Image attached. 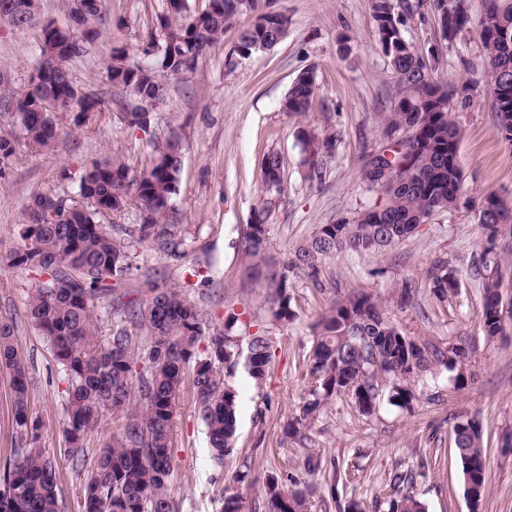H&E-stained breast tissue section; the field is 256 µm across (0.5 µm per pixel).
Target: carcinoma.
Returning <instances> with one entry per match:
<instances>
[{"instance_id":"1","label":"carcinoma","mask_w":512,"mask_h":512,"mask_svg":"<svg viewBox=\"0 0 512 512\" xmlns=\"http://www.w3.org/2000/svg\"><path fill=\"white\" fill-rule=\"evenodd\" d=\"M105 0H85L80 14H70L63 26L41 28V52L53 63L36 69L39 88L27 86L12 93L23 145L31 151L53 148L57 115L46 102L77 112L83 121L102 109L101 97L89 98L69 74L70 61L85 52L99 36ZM376 44L388 60L399 95L381 123L388 138L406 129L407 137L389 148L393 160L370 155L363 172L371 188L383 189L387 203L360 213L352 221L321 224L314 234L287 254L267 275L266 303L273 320H295L290 288L313 277L322 262L343 252L381 253L396 245L435 212L471 206L476 217H486L484 228L495 237L502 224H512V207L493 194L477 201L462 199V172L457 150L460 129L450 120L453 102L470 101L472 82L448 88L429 73L403 33V22L389 0H373ZM444 38L453 40L468 23L465 0L447 9L437 0ZM253 20L242 28L230 56L247 60L274 48L287 35L291 18L272 8L270 0H207L205 8L189 15L188 0H166L158 17L159 35L141 50L146 60L132 62L126 51L115 49L106 65V78L135 98L138 106L125 109L130 128L144 130L150 108L165 97V76H177L197 67L223 38L224 29L242 15ZM512 32V0H487L479 21L484 66L507 72L509 85L492 100L496 126L512 145V43L504 45L501 30ZM317 90L316 74L301 73L293 81L281 110L302 114L309 110ZM309 172L319 173L323 158L336 146V133L298 131ZM17 140L0 135V164L15 155ZM180 140L168 139L155 158L133 172L119 157L95 161L85 168L73 194L36 192L24 209L18 235L23 245L10 257L12 265L37 275L27 317L49 346L67 380L64 453L84 473L83 512H176L170 494L172 428L187 369L208 439L211 459L221 467L233 453L237 432L239 392L231 384L238 369L254 383L263 382L272 365L266 336H241L243 320L228 314L221 328L213 326L195 302L166 284L155 269L144 274L141 303L126 301L118 291L134 267L142 248L159 258L180 262L193 249L194 235L182 224H164L171 197L180 180ZM391 168L386 179L381 171ZM264 182L281 188L282 161L276 152L263 160ZM135 203L139 224H103L101 218L123 213ZM267 214L255 212L247 225V254L262 262L269 243ZM478 274L483 288L484 336L503 334L504 305L501 262L493 250L480 257ZM430 288L440 300L458 287L444 264L429 271ZM112 303V330L104 336L96 315L97 304ZM466 351L457 346L442 351L403 334L385 315L378 300L352 295L333 303L320 322L308 353L307 366L316 378L299 414L284 427L297 437L308 429L332 398L351 396L360 413L369 415L379 402L377 379L391 383L389 401L410 407L412 382L422 373L444 366L456 371V382L467 381ZM0 368L10 372V401L16 446L0 462V512H60L55 456L41 444V420L30 409L28 364L20 354L12 318L0 316ZM122 424L103 447H86L90 434L106 417ZM465 492L477 506L487 484L486 454L479 427L461 422L454 428ZM264 512H305L306 494L288 489L274 475L263 483ZM221 512H244L243 497L233 485H222ZM389 512H425L423 503L405 495L389 504Z\"/></svg>"}]
</instances>
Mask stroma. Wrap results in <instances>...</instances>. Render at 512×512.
Returning <instances> with one entry per match:
<instances>
[{
  "instance_id": "stroma-1",
  "label": "stroma",
  "mask_w": 512,
  "mask_h": 512,
  "mask_svg": "<svg viewBox=\"0 0 512 512\" xmlns=\"http://www.w3.org/2000/svg\"><path fill=\"white\" fill-rule=\"evenodd\" d=\"M165 0H108L100 35L70 65L73 81L98 90L111 110L91 113L83 126L61 113L52 150L37 154L18 147L0 171V312L18 323L15 332L31 382V406L42 423L43 447L57 451L62 512H81L83 476L60 455L63 446L67 384L50 351L27 319L31 272L15 267L9 256L19 248L17 226L28 198L46 189L73 192L86 166L119 151L140 169L171 135L182 143L180 182L170 201V220L196 235V250L173 263L152 256L149 266L165 270L170 282L223 324L235 312L253 330L269 336L274 366L262 384L244 376L240 394L236 449L223 467L211 461L203 423L191 388H184L173 427L171 494L177 512H220L218 475L244 469L238 486L248 512H263L259 494L268 474L285 487L307 492L308 512H343L352 501L363 512H387L391 499L413 493L426 512H474L465 493L454 448L458 422H479L488 468L487 493L475 512H512V324L504 335L482 332L483 291L474 265L485 233L473 209L461 207L431 216L414 234L385 254L346 253L326 260L315 278L297 282L290 293L297 318L281 325L263 304L266 282L251 268L243 231L256 210L268 211V262H276L310 237L321 224L354 219L383 206L387 196L367 190L361 179L364 156L387 148L380 116L390 111L398 92L387 58L378 48L372 0H275L292 24L273 49L231 61L230 51L249 16L224 31V39L196 69L165 80L164 100L150 111L147 130L132 129L117 118L126 92L107 82L113 49L132 60L154 33ZM404 21V34L432 75L448 84L473 78L469 104L454 106L451 120L462 137L458 160L463 192L493 193L512 204V145L502 140L491 112V98L480 81L483 49L477 22L485 0H467L470 23L455 41L441 35L436 0H391ZM75 0H39L36 24L0 22V74L13 88L28 85L41 62V27L68 21ZM315 69L317 96L305 115L281 111L294 79ZM336 130L339 140L324 161L320 179L310 178L297 140L300 129ZM280 154L281 194L263 190L262 161ZM447 262L458 281L455 294L439 301L426 271ZM412 280V299L398 304L403 280ZM378 298L387 316L406 335L439 348L455 344L469 353L467 384L454 372L423 373L413 384L411 410L390 405L380 395L375 413L362 415L349 397L333 398L300 438L285 435L288 419L308 397L311 378L306 360L321 316L332 301L348 294ZM321 469L310 470L308 457Z\"/></svg>"
}]
</instances>
